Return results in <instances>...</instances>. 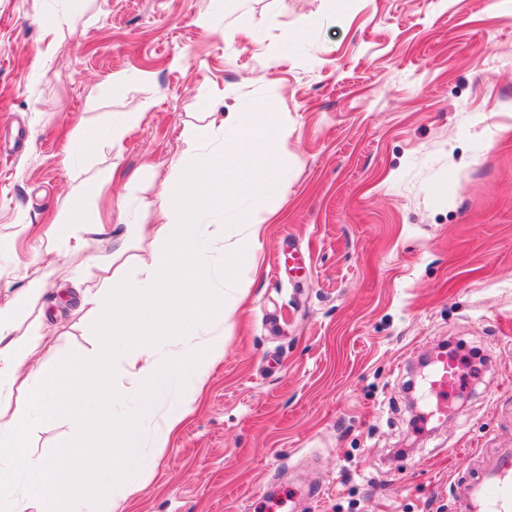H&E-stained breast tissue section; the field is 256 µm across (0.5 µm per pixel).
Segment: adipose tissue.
Returning a JSON list of instances; mask_svg holds the SVG:
<instances>
[{
	"label": "adipose tissue",
	"instance_id": "ef3b65f1",
	"mask_svg": "<svg viewBox=\"0 0 512 512\" xmlns=\"http://www.w3.org/2000/svg\"><path fill=\"white\" fill-rule=\"evenodd\" d=\"M287 137L267 99L195 128L193 150L163 190L155 251L134 277L83 296L93 318L90 350L56 355L35 313L59 278L55 266L39 267L20 291H0V512H123L140 489L131 474L136 458H163L224 359L230 313L245 288L240 271L253 266L274 214L272 188L288 185ZM233 159L248 162L237 183L250 210L232 240L200 216L227 202ZM64 223L65 234L49 235L73 253L87 248V233L108 231L119 257L142 233L122 210L110 229L86 224L78 211ZM217 253L220 271L212 266ZM56 421L69 425L67 440L52 455H33V430Z\"/></svg>",
	"mask_w": 512,
	"mask_h": 512
}]
</instances>
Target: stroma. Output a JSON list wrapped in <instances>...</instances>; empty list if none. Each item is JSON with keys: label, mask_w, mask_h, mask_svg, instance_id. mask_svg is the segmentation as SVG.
I'll return each mask as SVG.
<instances>
[{"label": "stroma", "mask_w": 512, "mask_h": 512, "mask_svg": "<svg viewBox=\"0 0 512 512\" xmlns=\"http://www.w3.org/2000/svg\"><path fill=\"white\" fill-rule=\"evenodd\" d=\"M260 98L288 126V188L222 364L125 512H452L512 444V0H0V276L51 261L100 287L111 237L72 254L42 232L121 194L132 272L193 128ZM136 103L120 148L97 144ZM50 334L87 350L91 316ZM452 336L495 368L461 365L440 424L407 387Z\"/></svg>", "instance_id": "1"}]
</instances>
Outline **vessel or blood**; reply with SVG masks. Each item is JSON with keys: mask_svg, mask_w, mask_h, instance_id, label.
<instances>
[{"mask_svg": "<svg viewBox=\"0 0 512 512\" xmlns=\"http://www.w3.org/2000/svg\"><path fill=\"white\" fill-rule=\"evenodd\" d=\"M459 374L447 356L436 357L422 393L431 413H447L448 398L455 391ZM455 512H512V448H503L490 458L476 477L454 489Z\"/></svg>", "mask_w": 512, "mask_h": 512, "instance_id": "b4317fda", "label": "vessel or blood"}]
</instances>
